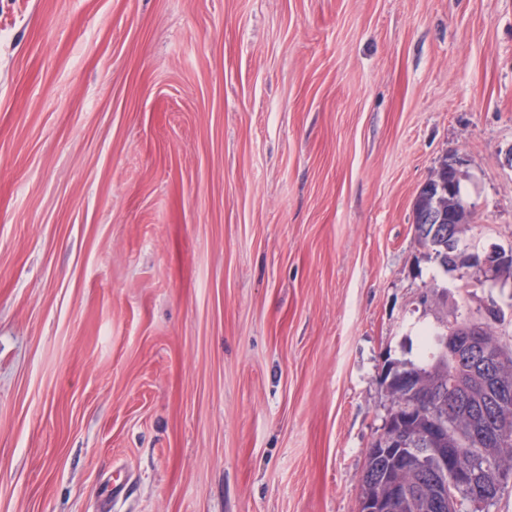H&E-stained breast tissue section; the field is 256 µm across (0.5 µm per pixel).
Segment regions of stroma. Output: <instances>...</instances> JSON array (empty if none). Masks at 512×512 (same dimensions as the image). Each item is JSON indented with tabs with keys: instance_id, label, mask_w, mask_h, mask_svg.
Wrapping results in <instances>:
<instances>
[{
	"instance_id": "1",
	"label": "stroma",
	"mask_w": 512,
	"mask_h": 512,
	"mask_svg": "<svg viewBox=\"0 0 512 512\" xmlns=\"http://www.w3.org/2000/svg\"><path fill=\"white\" fill-rule=\"evenodd\" d=\"M445 157L511 249L512 0H0V512H358L389 364L512 345ZM450 162L451 161H448V158H445L437 170H442L446 172V174L448 170V183L437 177H432L427 180L419 187L412 209L413 224L416 221L418 223L415 224V232L425 224H440L447 226V237H434L432 241L426 240L425 242L421 241V239L417 237L419 244L431 252L439 261L440 265L447 270L448 268L457 267V259L459 257L455 248L450 247L448 250V238L455 237L454 232L456 227H453L452 225L469 223L465 213L461 209V207L466 209L467 206L458 202L457 186L460 183L459 172L456 168V164L453 162L448 166V163ZM421 191H425L426 193L436 192L438 193V196L436 197L434 207L431 210L422 211L420 213L417 210V203L420 198ZM446 222H448V224H444Z\"/></svg>"
}]
</instances>
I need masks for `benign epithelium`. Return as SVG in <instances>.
<instances>
[{
	"instance_id": "obj_1",
	"label": "benign epithelium",
	"mask_w": 512,
	"mask_h": 512,
	"mask_svg": "<svg viewBox=\"0 0 512 512\" xmlns=\"http://www.w3.org/2000/svg\"><path fill=\"white\" fill-rule=\"evenodd\" d=\"M460 176L456 164L448 166V180L432 177L423 183L419 190L427 193L436 192L434 207L420 212L412 209L413 221L419 224H448V236L455 237V225L466 224L468 219L458 202L457 186ZM512 253L507 254L498 249H491L482 254H474L468 259L475 270L473 285L482 286L487 282H496L501 277V270ZM487 330L483 326H465L448 335V352L471 361L482 359L481 382L493 385L505 397L512 396V386L504 380V373L512 368V349L509 347H490L485 338ZM473 432L479 435L482 448L477 460L465 462L457 454L453 443L446 436V420L440 418L419 439L406 442L395 429L391 419H386L377 436L380 447L375 452H387L392 448L410 445L415 448L422 468L429 471L434 487L433 507L439 512H465V503L459 490L474 484L480 473L489 476L487 486L496 487L511 472L497 466L502 436L486 428V419L474 421ZM416 499V489L404 481L401 474L393 475L383 486L381 494L370 496L359 504L360 512H395L397 505L408 504Z\"/></svg>"
}]
</instances>
